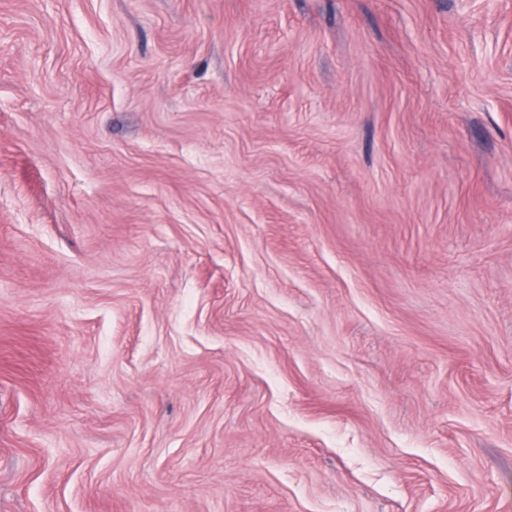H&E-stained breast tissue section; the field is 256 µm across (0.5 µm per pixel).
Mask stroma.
<instances>
[{
  "instance_id": "stroma-1",
  "label": "stroma",
  "mask_w": 512,
  "mask_h": 512,
  "mask_svg": "<svg viewBox=\"0 0 512 512\" xmlns=\"http://www.w3.org/2000/svg\"><path fill=\"white\" fill-rule=\"evenodd\" d=\"M0 512H512V0H0Z\"/></svg>"
}]
</instances>
